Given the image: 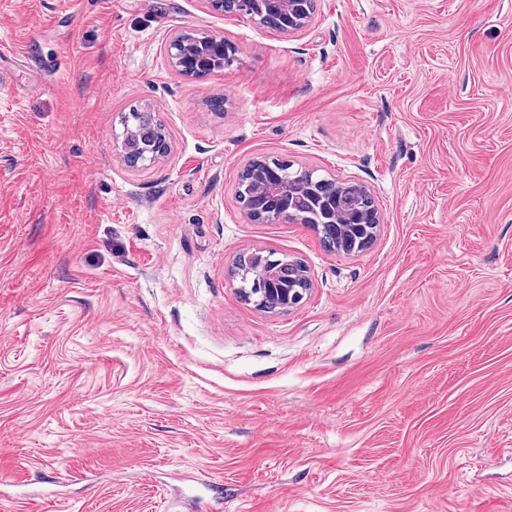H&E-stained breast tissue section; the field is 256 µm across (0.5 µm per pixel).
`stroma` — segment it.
I'll use <instances>...</instances> for the list:
<instances>
[{"label":"stroma","instance_id":"35a3bbf8","mask_svg":"<svg viewBox=\"0 0 512 512\" xmlns=\"http://www.w3.org/2000/svg\"><path fill=\"white\" fill-rule=\"evenodd\" d=\"M315 4L0 0V512H512V0ZM264 157L364 185L372 246L249 219ZM244 252L312 289L242 301ZM298 0H256L257 10L251 15L256 20L255 15H280L284 17L285 24L281 31L282 34H291L306 28L311 20L312 13L307 8L297 2ZM299 8H303V11ZM224 53L228 54L224 38L207 33L200 36L179 34L166 46L169 64L187 77L195 76L194 72L201 67H207L211 72L222 70ZM125 119L126 123L129 122L130 119L133 121L131 128L134 130V134L127 139L126 134H123L124 137L122 140L121 149L124 154L125 151L130 155L142 156L143 154H152V147L154 143L158 142L162 136V154H155L154 157L145 160H127L130 167L150 165L159 157L165 156L170 152L169 141L166 137V134L164 133V130L161 133L162 126L157 122L154 112H150L145 109H132V111L128 113V116L125 117ZM252 166L253 163H249L239 177L237 197L251 218L255 220H262L266 213L260 214L257 211L251 210L254 200L253 198L255 196V189L251 179ZM272 255H262L260 253H251L248 255L240 256L238 260L236 261L235 265L238 267V270L242 273V275L245 276L242 281H240L242 284L239 288L240 294L247 300L257 299L258 291L257 288H265L264 284L258 280H255V276L253 274V271L257 268L261 267H267L271 264L275 265V269L280 273L284 280L285 286L288 288H308L307 292L310 290L308 287L307 282L309 283L311 287V279L308 275V271L303 267V276L307 280H304V278L301 276V267L302 262L298 260H281V259H271ZM241 288L245 289V292L241 290ZM253 289V290H251ZM306 292V294H307ZM304 293H299L298 296L294 297V295L288 294V305H284L283 307H275L272 310H265L269 313H286L288 311H291L293 308H295L297 305H299L302 300L304 299V296L306 295Z\"/></svg>","mask_w":512,"mask_h":512}]
</instances>
